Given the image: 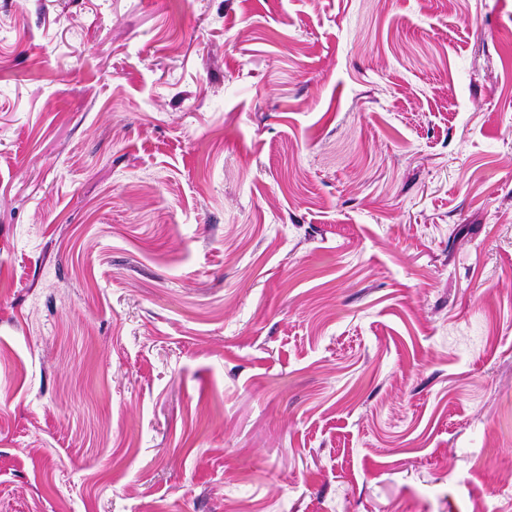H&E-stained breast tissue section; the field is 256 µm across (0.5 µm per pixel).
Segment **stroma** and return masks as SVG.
<instances>
[{"instance_id": "stroma-1", "label": "stroma", "mask_w": 512, "mask_h": 512, "mask_svg": "<svg viewBox=\"0 0 512 512\" xmlns=\"http://www.w3.org/2000/svg\"><path fill=\"white\" fill-rule=\"evenodd\" d=\"M0 512H512V0H0Z\"/></svg>"}]
</instances>
